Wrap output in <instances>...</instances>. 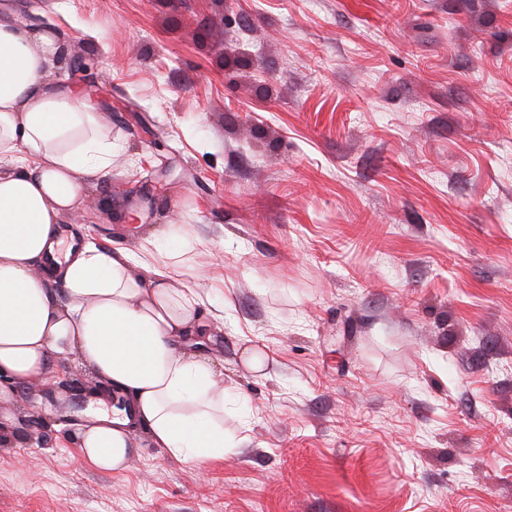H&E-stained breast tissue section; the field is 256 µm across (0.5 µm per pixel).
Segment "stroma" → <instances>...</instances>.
<instances>
[{"label": "stroma", "mask_w": 512, "mask_h": 512, "mask_svg": "<svg viewBox=\"0 0 512 512\" xmlns=\"http://www.w3.org/2000/svg\"><path fill=\"white\" fill-rule=\"evenodd\" d=\"M119 149L61 223L209 294L223 458L84 462L0 402V512H512V0H0ZM177 239H170V231ZM144 253V252H143ZM266 356L261 369L249 351Z\"/></svg>", "instance_id": "35a3bbf8"}]
</instances>
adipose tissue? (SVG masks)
<instances>
[{"label":"adipose tissue","instance_id":"adipose-tissue-1","mask_svg":"<svg viewBox=\"0 0 512 512\" xmlns=\"http://www.w3.org/2000/svg\"><path fill=\"white\" fill-rule=\"evenodd\" d=\"M59 51L51 34L0 20V162L12 166L0 172V401L73 352L127 401L80 430L85 462L122 470L141 431L179 459L223 458L224 388L179 348L200 332L199 295L125 250L60 236L84 178L109 173L116 146L79 93L47 89Z\"/></svg>","mask_w":512,"mask_h":512}]
</instances>
